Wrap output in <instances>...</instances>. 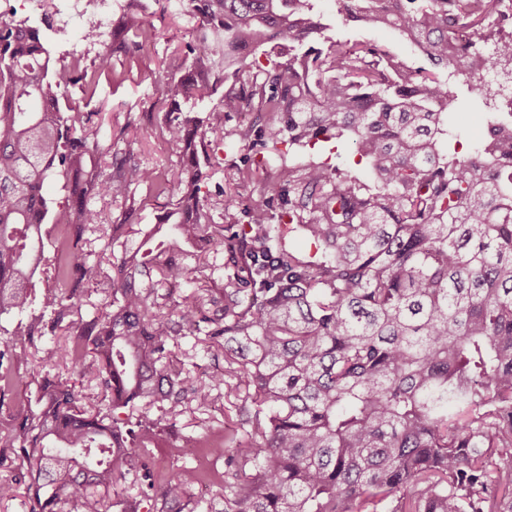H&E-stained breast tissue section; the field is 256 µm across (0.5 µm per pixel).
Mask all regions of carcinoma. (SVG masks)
I'll return each mask as SVG.
<instances>
[{
  "mask_svg": "<svg viewBox=\"0 0 512 512\" xmlns=\"http://www.w3.org/2000/svg\"><path fill=\"white\" fill-rule=\"evenodd\" d=\"M189 4L194 39L168 67L190 78L165 83L159 126L180 166L164 172L103 146L72 106L73 88L96 94L125 41L103 45L96 66L72 55L54 67L39 29L0 22V318L30 309L42 263L55 272L39 315L0 324V448L26 469V512H108L106 495L133 472L150 497L140 449L226 377L253 432L230 453L207 446L225 470L206 512H512V123L448 154L452 86L488 105L498 91L484 73L512 69V0H336L345 21L398 32L429 70L324 37L314 0ZM120 30L149 34L133 14ZM260 50L266 65L244 72ZM221 86L205 115L182 108ZM232 112L264 123L239 132L250 155L227 174L225 224H213L207 147L223 143ZM342 139L370 178L277 148ZM269 148L267 197L245 207L236 185L268 172ZM55 180L67 196L53 211ZM140 184L172 193L173 207L143 228L110 225L107 268L91 263L104 208L145 204ZM217 235L224 255L208 260ZM293 235L311 250L288 245ZM202 260L222 293L195 276ZM98 279L102 310L72 320L80 284ZM188 327L208 337L206 353L224 350V375L174 360ZM61 328L72 371L89 355L97 364L93 410L47 370L34 404L10 397L25 344ZM140 405L154 418L134 417ZM201 477L162 479L159 512L188 508Z\"/></svg>",
  "mask_w": 512,
  "mask_h": 512,
  "instance_id": "cac0c4a2",
  "label": "carcinoma"
}]
</instances>
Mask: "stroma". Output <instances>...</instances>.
Instances as JSON below:
<instances>
[{
    "instance_id": "35a3bbf8",
    "label": "stroma",
    "mask_w": 512,
    "mask_h": 512,
    "mask_svg": "<svg viewBox=\"0 0 512 512\" xmlns=\"http://www.w3.org/2000/svg\"><path fill=\"white\" fill-rule=\"evenodd\" d=\"M109 4L113 21H120L125 11H133L151 24L155 36L148 40L146 48H135L129 56L113 57L112 67L126 72L125 81L118 84L110 75H102L96 96L88 99L77 92L73 100L83 111L94 113L97 129L119 131V138L112 141L113 150L129 153L135 161L160 170L173 168L177 156L157 137L155 128L163 115L158 101L168 76L167 59L193 36L195 21L189 13L188 0H109ZM64 8L63 0H0V13L5 18L24 20L38 27L47 48L58 58L70 53L72 45L80 42L82 32L93 27L97 17L90 10L66 23L61 18ZM315 8L321 15L326 36L349 44L379 45L411 67L424 65L419 51L396 32L343 23L334 0H316ZM449 128L452 139L448 150L460 157L468 156L487 132L476 113L467 111L451 115ZM245 158L244 150L228 143L215 151L212 177L207 184L214 223L224 221L225 176L229 168L243 165ZM241 399L240 392L221 385L209 406L184 413L168 435L142 449L144 461L162 477L199 465L211 471H223V459L203 458L201 445L227 437L246 439L249 428L240 425L236 412Z\"/></svg>"
}]
</instances>
